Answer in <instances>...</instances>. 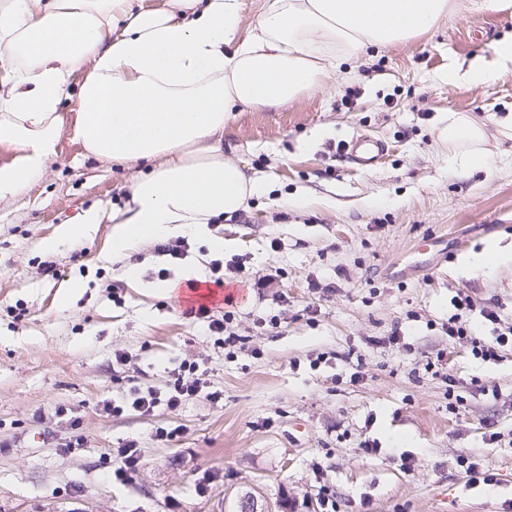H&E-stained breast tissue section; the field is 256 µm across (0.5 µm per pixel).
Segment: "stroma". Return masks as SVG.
<instances>
[{
  "label": "stroma",
  "mask_w": 512,
  "mask_h": 512,
  "mask_svg": "<svg viewBox=\"0 0 512 512\" xmlns=\"http://www.w3.org/2000/svg\"><path fill=\"white\" fill-rule=\"evenodd\" d=\"M459 3L437 28L348 61L350 81L233 113L224 155L260 189L176 262L154 239L113 259L107 223L42 250L89 208L124 206L138 173L87 156L64 127L44 178L0 202V512H231L248 492L326 512L324 486L337 512H512V348L485 362L444 331L460 292L512 328V69L447 79L491 57L512 14ZM452 112L484 121L490 165L449 162L437 134ZM360 135L387 146L373 169L337 150ZM491 241L500 260L475 262ZM217 258L225 286L248 285L210 305L241 339L231 354L158 290L193 265L213 279ZM185 362L202 389L178 410L109 411L131 390L166 391ZM75 435L83 446L65 451ZM131 440L140 467L112 483L106 460ZM464 454L493 482L472 483Z\"/></svg>",
  "instance_id": "stroma-1"
}]
</instances>
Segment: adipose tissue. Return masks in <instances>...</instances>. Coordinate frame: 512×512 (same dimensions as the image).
<instances>
[{"instance_id":"ef3b65f1","label":"adipose tissue","mask_w":512,"mask_h":512,"mask_svg":"<svg viewBox=\"0 0 512 512\" xmlns=\"http://www.w3.org/2000/svg\"><path fill=\"white\" fill-rule=\"evenodd\" d=\"M457 0H267L243 26V0H0V201L41 180L78 98L73 133L87 155L139 166L112 211V254L149 239L204 233L246 208L257 177L224 156V125L242 107H278L368 48L411 40L455 15ZM449 82L487 83L512 68V34ZM448 157L485 165L484 123L452 112Z\"/></svg>"}]
</instances>
